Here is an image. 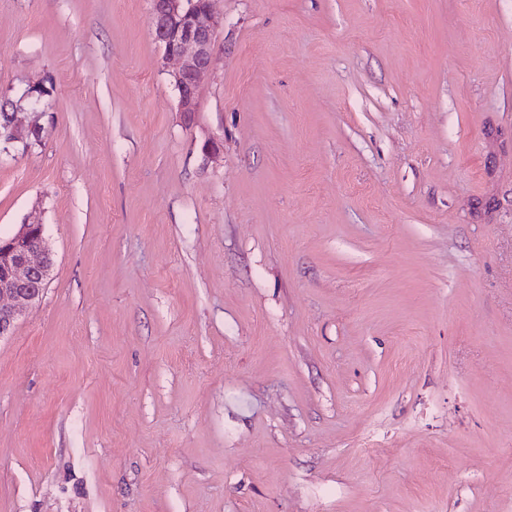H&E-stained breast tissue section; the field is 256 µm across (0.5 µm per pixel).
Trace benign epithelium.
<instances>
[{"instance_id": "1", "label": "benign epithelium", "mask_w": 512, "mask_h": 512, "mask_svg": "<svg viewBox=\"0 0 512 512\" xmlns=\"http://www.w3.org/2000/svg\"><path fill=\"white\" fill-rule=\"evenodd\" d=\"M151 21L163 58L177 64L171 77L178 111L190 117L198 111L201 80L214 65L221 19L212 0H151ZM38 129L18 124L13 111L0 114V141L22 142ZM52 267L43 225L21 224L0 237V339L12 335L18 317L41 300Z\"/></svg>"}]
</instances>
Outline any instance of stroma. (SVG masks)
<instances>
[{"instance_id": "35a3bbf8", "label": "stroma", "mask_w": 512, "mask_h": 512, "mask_svg": "<svg viewBox=\"0 0 512 512\" xmlns=\"http://www.w3.org/2000/svg\"><path fill=\"white\" fill-rule=\"evenodd\" d=\"M214 9L0 0V512H512V0ZM213 0H151L155 41L163 58L175 61L170 76L178 91V110L188 118L198 111L202 78L214 65V47L221 19ZM15 110L12 112H3L0 115V141L6 142H23L27 137L40 130L41 127L36 123L23 126L16 122ZM52 267L43 224H21L0 237V339L11 336L18 317L41 300Z\"/></svg>"}]
</instances>
